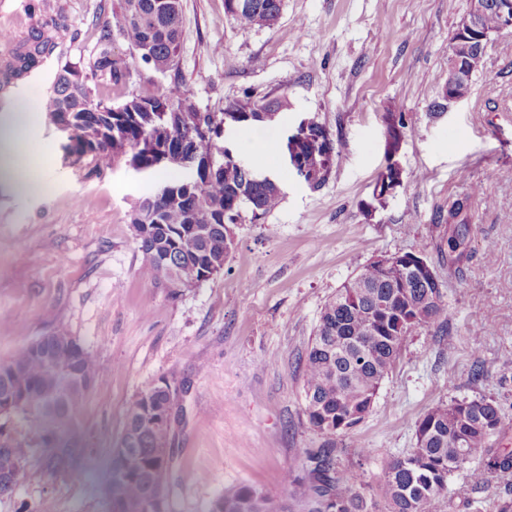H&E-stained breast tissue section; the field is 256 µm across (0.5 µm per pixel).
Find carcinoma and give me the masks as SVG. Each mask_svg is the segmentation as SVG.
I'll list each match as a JSON object with an SVG mask.
<instances>
[{
	"instance_id": "carcinoma-1",
	"label": "carcinoma",
	"mask_w": 512,
	"mask_h": 512,
	"mask_svg": "<svg viewBox=\"0 0 512 512\" xmlns=\"http://www.w3.org/2000/svg\"><path fill=\"white\" fill-rule=\"evenodd\" d=\"M284 0H243L233 8L224 0L225 12L244 29H264L277 24ZM185 33L183 0H118V7L102 22L98 49L89 71L71 62L57 72L46 95L52 124L65 114L74 115L69 140L74 143L72 164L88 159L101 173L120 163L144 172L166 171L169 194L157 196L151 187L134 207L130 224L148 225L145 235L134 234L135 248L143 256L139 274L147 280L167 279L176 288L200 283L210 266L224 267L234 241L227 226L235 224L242 210L259 220L279 207L281 183L253 180L254 167H240L224 155V113L203 112L178 84L163 86L157 80L177 70ZM119 36L127 53L112 52V37ZM56 48L51 37L15 57L16 65L0 80L6 91L23 78L40 58ZM150 75L119 103L91 82L108 79L119 92L133 63ZM288 97L246 96L228 108L239 113V125L263 122L262 112L288 110ZM126 126L127 148L110 143L105 130L112 123ZM197 131L189 149L214 154L217 168L190 175L173 163H158L154 148L160 143L180 144L189 129ZM203 224L204 238L189 227ZM448 254L459 260L469 234L466 224L449 228ZM448 322V308L441 290L429 281L377 261L357 274L325 303L316 335L304 359L305 412L309 424L325 436L349 430L372 409L382 381L392 372L405 338L418 329ZM102 378L100 365L88 355H76L59 345L52 335L19 347L0 363V399L16 400L14 413L36 418L41 436L58 451L51 458L57 472H74L73 452L66 441L86 393ZM179 388L156 382L127 406L120 445L112 453L114 512H148L150 501L163 496L166 466L160 452L168 447L169 432L150 423L146 405L173 409ZM502 415L495 402L485 398L453 400L427 410L415 429V446L404 456L389 458L383 468L382 491L386 512H444L442 493L448 476L469 467L473 484L482 485L495 474L512 472V450L495 448L491 438L500 430ZM29 446L0 425V496L12 495L26 476ZM307 476L289 479L292 505L301 512H375L352 480L333 476L335 460L330 448L305 452ZM212 512H290L247 486L224 489Z\"/></svg>"
}]
</instances>
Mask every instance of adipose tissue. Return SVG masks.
<instances>
[{"instance_id":"ef3b65f1","label":"adipose tissue","mask_w":512,"mask_h":512,"mask_svg":"<svg viewBox=\"0 0 512 512\" xmlns=\"http://www.w3.org/2000/svg\"><path fill=\"white\" fill-rule=\"evenodd\" d=\"M32 132L30 111L26 107L16 106L0 116V182L21 180L23 191L34 194L40 189L38 179L22 173L23 147Z\"/></svg>"}]
</instances>
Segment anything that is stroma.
<instances>
[{
  "label": "stroma",
  "instance_id": "35a3bbf8",
  "mask_svg": "<svg viewBox=\"0 0 512 512\" xmlns=\"http://www.w3.org/2000/svg\"><path fill=\"white\" fill-rule=\"evenodd\" d=\"M118 0H0L10 32L0 55L32 49L51 32L58 53L11 90L0 112L40 101L65 62L89 67L100 28ZM178 78L197 106L220 112L245 95H287L291 107L269 129L283 140L315 119L338 157L326 183L310 188L281 154L268 169L284 187L259 221L243 212L224 268L191 288L139 274L130 214L162 172L118 165L102 174L65 162L47 113L35 117L30 196L0 184V362L21 345L61 332L102 367L76 420L79 475L49 466L33 417L5 419L32 447L0 512H109L104 474L127 405L165 377L182 389L170 429L164 512H210L230 486L286 500L304 453L330 448L336 476L382 503L384 462L406 454L432 406L490 398L504 426L492 443L512 448V32L494 37L468 97L433 111L448 77L451 36L469 0H285L278 24L230 23L224 0H183ZM398 104L403 183L372 209L386 165L385 113ZM470 227L460 262L448 260V209ZM412 251L434 268L448 324L407 337L394 371L366 417L327 437L305 413L303 359L320 312L362 266ZM445 512H496L512 501V473L474 485L448 478Z\"/></svg>",
  "mask_w": 512,
  "mask_h": 512
}]
</instances>
